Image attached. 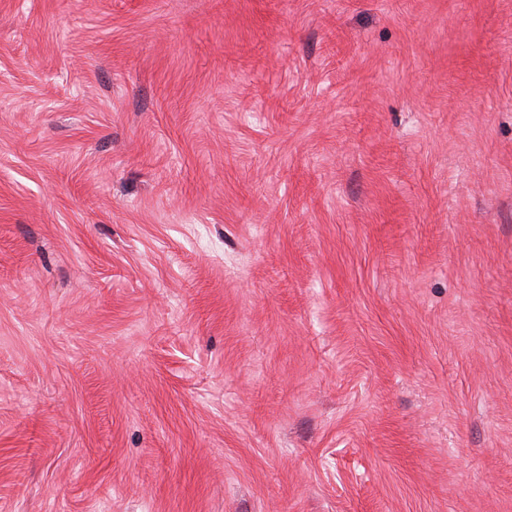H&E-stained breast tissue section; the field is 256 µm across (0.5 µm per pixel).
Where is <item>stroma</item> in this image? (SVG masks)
<instances>
[{
	"mask_svg": "<svg viewBox=\"0 0 512 512\" xmlns=\"http://www.w3.org/2000/svg\"><path fill=\"white\" fill-rule=\"evenodd\" d=\"M0 512H512V0H0Z\"/></svg>",
	"mask_w": 512,
	"mask_h": 512,
	"instance_id": "1",
	"label": "stroma"
}]
</instances>
